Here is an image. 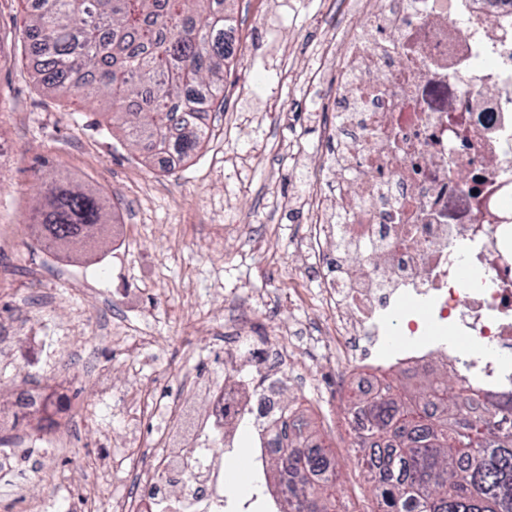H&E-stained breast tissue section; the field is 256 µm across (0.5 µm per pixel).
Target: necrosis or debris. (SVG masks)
<instances>
[{
	"label": "necrosis or debris",
	"instance_id": "4bbe7bcc",
	"mask_svg": "<svg viewBox=\"0 0 512 512\" xmlns=\"http://www.w3.org/2000/svg\"><path fill=\"white\" fill-rule=\"evenodd\" d=\"M327 141L318 163L289 142L303 191L297 239L326 314L283 340L235 335L224 314V369L190 379L206 395L191 428L176 406L167 442L129 461V491L89 490L82 512H230L224 455L239 426L284 419L287 387L310 392L298 350L335 363L369 398L387 369L443 365L512 392V0H333L313 16Z\"/></svg>",
	"mask_w": 512,
	"mask_h": 512
}]
</instances>
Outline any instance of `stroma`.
Instances as JSON below:
<instances>
[{
	"label": "stroma",
	"mask_w": 512,
	"mask_h": 512,
	"mask_svg": "<svg viewBox=\"0 0 512 512\" xmlns=\"http://www.w3.org/2000/svg\"><path fill=\"white\" fill-rule=\"evenodd\" d=\"M320 0H299L282 12L277 25L288 40L305 45L314 37L309 16ZM256 0H224L225 37L231 52L224 61V107H203L198 120L208 136L200 152L168 165L130 145L111 129L105 101L47 95L15 41L28 14L24 0H0V138L15 141L20 157L0 169V336L13 348L11 365L0 366V437L24 446L16 477L32 491L61 486L63 512H81L88 484L111 460L106 491H123L119 461L136 456L170 405L189 394L183 376L209 377L222 363L224 348L201 328L217 319L233 292L263 291L269 306L249 310V335L291 320L314 318L320 301L292 309L283 289L288 278L306 272L308 258L293 240L306 231L290 223L268 202L273 171H280L278 194H292L288 158L278 143L304 135L307 151L322 150L313 95L289 94L277 71L267 69L256 94L234 96L252 82L274 48L268 30L256 24ZM291 98L294 124L266 115L271 98ZM106 200V248L49 252L27 241L23 224L38 195L34 168ZM266 235L264 253L251 254L245 234ZM84 338L72 366L54 374V340ZM45 385L52 400L45 418L15 420L10 392ZM65 397L72 446L54 451L45 433L54 417L55 397ZM306 403V402H305ZM306 407L319 434L345 460L337 495L349 512H370L372 495L354 465L352 436L336 424L335 401ZM258 436L242 427L234 461L247 465L233 485L234 496L251 498L261 489L267 512L280 497L270 466L259 465ZM47 470L31 471L44 454ZM80 470L84 481H70Z\"/></svg>",
	"instance_id": "35a3bbf8"
}]
</instances>
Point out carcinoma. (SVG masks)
I'll use <instances>...</instances> for the list:
<instances>
[{"label":"carcinoma","mask_w":512,"mask_h":512,"mask_svg":"<svg viewBox=\"0 0 512 512\" xmlns=\"http://www.w3.org/2000/svg\"><path fill=\"white\" fill-rule=\"evenodd\" d=\"M21 30L37 83L62 97L103 96L125 138L147 154L197 152L200 103L224 107V0H40ZM106 225L95 194L62 184L43 226L64 249ZM368 440L357 465L374 512H512V394L493 396L459 378L420 373L385 383L361 402ZM275 470L288 469L277 512H339L336 479L314 480L330 449L311 441L296 411Z\"/></svg>","instance_id":"cac0c4a2"}]
</instances>
